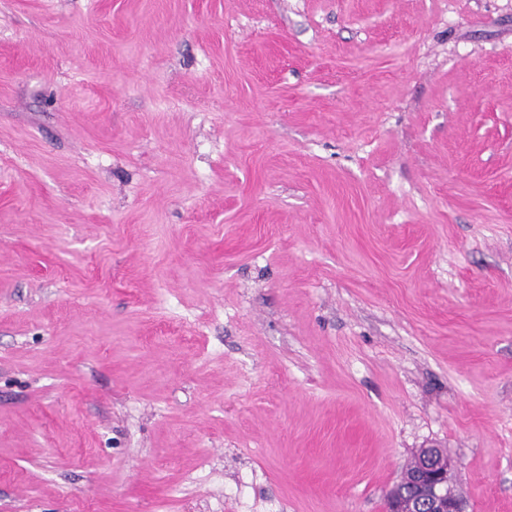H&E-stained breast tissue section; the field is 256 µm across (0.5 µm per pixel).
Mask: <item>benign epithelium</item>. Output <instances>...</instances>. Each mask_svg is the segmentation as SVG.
Here are the masks:
<instances>
[{"instance_id": "obj_1", "label": "benign epithelium", "mask_w": 512, "mask_h": 512, "mask_svg": "<svg viewBox=\"0 0 512 512\" xmlns=\"http://www.w3.org/2000/svg\"><path fill=\"white\" fill-rule=\"evenodd\" d=\"M455 467V461L436 445L418 449L411 496L404 494V471L387 495L385 512H467L466 501L454 485Z\"/></svg>"}]
</instances>
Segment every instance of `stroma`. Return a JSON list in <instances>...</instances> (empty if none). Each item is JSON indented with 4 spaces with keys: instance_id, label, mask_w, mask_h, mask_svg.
<instances>
[{
    "instance_id": "1",
    "label": "stroma",
    "mask_w": 512,
    "mask_h": 512,
    "mask_svg": "<svg viewBox=\"0 0 512 512\" xmlns=\"http://www.w3.org/2000/svg\"><path fill=\"white\" fill-rule=\"evenodd\" d=\"M512 512V0H0V512ZM447 456V451L436 445L419 448L413 455L415 470L411 496L407 499L403 490L406 466L399 482L387 495L385 512H467L466 501L454 485L456 463ZM438 458L440 464L436 463Z\"/></svg>"
}]
</instances>
